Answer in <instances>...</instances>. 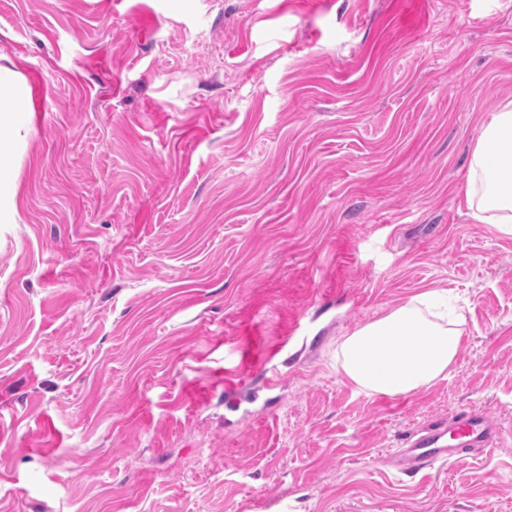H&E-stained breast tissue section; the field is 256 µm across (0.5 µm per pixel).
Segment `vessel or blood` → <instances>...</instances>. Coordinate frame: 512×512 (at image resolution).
Wrapping results in <instances>:
<instances>
[{
    "instance_id": "1",
    "label": "vessel or blood",
    "mask_w": 512,
    "mask_h": 512,
    "mask_svg": "<svg viewBox=\"0 0 512 512\" xmlns=\"http://www.w3.org/2000/svg\"><path fill=\"white\" fill-rule=\"evenodd\" d=\"M500 434L496 420L479 410L466 411L449 423H435L412 435L388 462L399 471L415 474L439 461L465 459L494 447Z\"/></svg>"
}]
</instances>
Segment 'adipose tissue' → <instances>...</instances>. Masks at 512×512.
<instances>
[{"label": "adipose tissue", "mask_w": 512, "mask_h": 512, "mask_svg": "<svg viewBox=\"0 0 512 512\" xmlns=\"http://www.w3.org/2000/svg\"><path fill=\"white\" fill-rule=\"evenodd\" d=\"M27 96L19 72L0 65V127L22 126ZM466 195L476 220L512 239V100L482 126ZM465 325L463 311L443 306L441 291L419 292L337 341L336 370L368 396L416 392L451 374Z\"/></svg>", "instance_id": "obj_1"}]
</instances>
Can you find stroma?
I'll return each mask as SVG.
<instances>
[{
  "instance_id": "stroma-1",
  "label": "stroma",
  "mask_w": 512,
  "mask_h": 512,
  "mask_svg": "<svg viewBox=\"0 0 512 512\" xmlns=\"http://www.w3.org/2000/svg\"><path fill=\"white\" fill-rule=\"evenodd\" d=\"M0 56L42 89L0 130V512H512V239L464 190L512 0H0ZM427 288L448 379L356 392L337 339ZM465 410L497 447L385 464Z\"/></svg>"
}]
</instances>
